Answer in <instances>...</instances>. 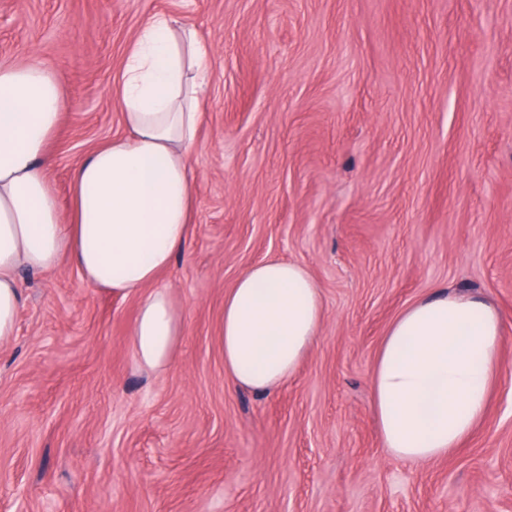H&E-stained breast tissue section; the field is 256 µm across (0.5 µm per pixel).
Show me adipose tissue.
Segmentation results:
<instances>
[{
  "instance_id": "1",
  "label": "adipose tissue",
  "mask_w": 512,
  "mask_h": 512,
  "mask_svg": "<svg viewBox=\"0 0 512 512\" xmlns=\"http://www.w3.org/2000/svg\"><path fill=\"white\" fill-rule=\"evenodd\" d=\"M210 49L197 30L150 16L131 44L117 105L126 135L70 172L62 212L48 145L65 100L48 66L0 65V345L11 340L23 293L17 275L52 272L68 258L84 283L138 301L130 329L137 365L166 368L183 313L159 275L193 224L190 163L211 81ZM324 319L321 292L292 262L260 261L224 296L217 343L230 385L268 391L296 374ZM503 322L479 296L435 293L390 324L370 380L382 443L407 464L448 458L484 420L499 379Z\"/></svg>"
}]
</instances>
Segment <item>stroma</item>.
I'll return each mask as SVG.
<instances>
[{"label": "stroma", "mask_w": 512, "mask_h": 512, "mask_svg": "<svg viewBox=\"0 0 512 512\" xmlns=\"http://www.w3.org/2000/svg\"><path fill=\"white\" fill-rule=\"evenodd\" d=\"M211 50L193 233L163 274L169 366L135 368L137 303L70 266L19 274L0 345V512H512V0H0V64L54 70L49 174L124 134L142 21ZM305 265L320 335L288 383L229 386L216 336L252 264ZM439 290L500 312L502 378L451 457L384 448L370 379L390 322Z\"/></svg>", "instance_id": "obj_1"}]
</instances>
